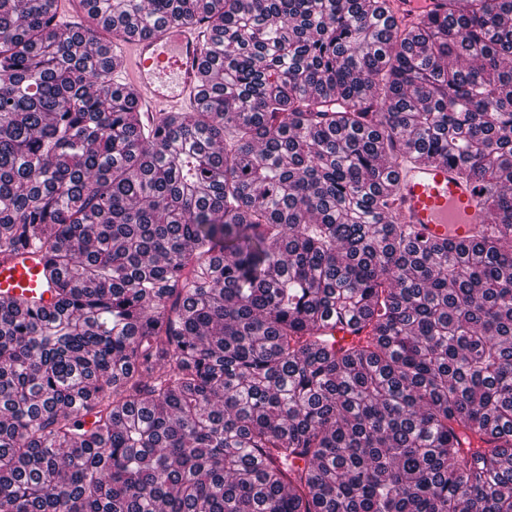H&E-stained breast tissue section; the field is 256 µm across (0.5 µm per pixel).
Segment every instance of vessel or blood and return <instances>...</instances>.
<instances>
[{
  "label": "vessel or blood",
  "instance_id": "b4317fda",
  "mask_svg": "<svg viewBox=\"0 0 512 512\" xmlns=\"http://www.w3.org/2000/svg\"><path fill=\"white\" fill-rule=\"evenodd\" d=\"M439 0H393L389 16L413 22L434 10ZM204 34L191 23H171L156 37L131 36L117 50V69L136 89L149 111L173 112L201 95ZM394 211L403 224L415 225L435 240L472 234L484 223L480 195L473 181L447 165L416 164L396 169ZM44 260L23 250L0 263V300L11 296L53 310L58 297L42 277Z\"/></svg>",
  "mask_w": 512,
  "mask_h": 512
}]
</instances>
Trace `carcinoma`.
<instances>
[{
    "mask_svg": "<svg viewBox=\"0 0 512 512\" xmlns=\"http://www.w3.org/2000/svg\"><path fill=\"white\" fill-rule=\"evenodd\" d=\"M0 0V512H512V0ZM204 24L149 116L101 32ZM449 165L466 243L392 219ZM336 344L328 326L355 319ZM388 16L397 23L415 22L424 14L434 10L439 0H392ZM394 212L402 224H414L435 240L466 239L485 224L476 183L460 178L448 165L416 164L397 168ZM45 260L38 253L22 250L0 264V300L7 295L18 300L55 308L58 296L42 277Z\"/></svg>",
    "mask_w": 512,
    "mask_h": 512,
    "instance_id": "obj_1",
    "label": "carcinoma"
}]
</instances>
